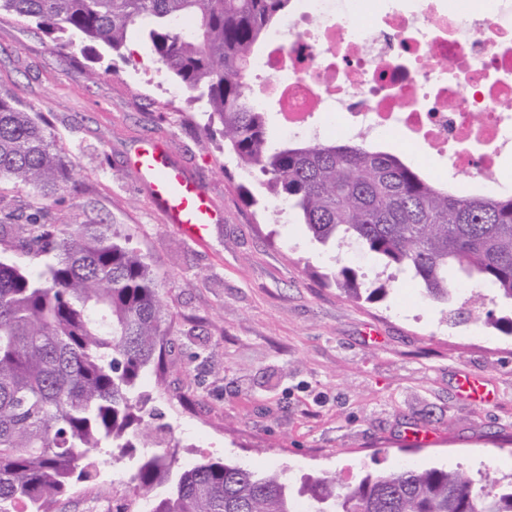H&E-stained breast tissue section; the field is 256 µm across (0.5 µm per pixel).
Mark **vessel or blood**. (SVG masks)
Instances as JSON below:
<instances>
[{"label": "vessel or blood", "instance_id": "b4317fda", "mask_svg": "<svg viewBox=\"0 0 512 512\" xmlns=\"http://www.w3.org/2000/svg\"><path fill=\"white\" fill-rule=\"evenodd\" d=\"M135 166L167 223L198 241L203 240L209 225L222 223L221 214L211 206L207 188L172 165L162 148L138 154Z\"/></svg>", "mask_w": 512, "mask_h": 512}]
</instances>
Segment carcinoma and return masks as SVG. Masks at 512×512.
Wrapping results in <instances>:
<instances>
[{"label": "carcinoma", "instance_id": "carcinoma-1", "mask_svg": "<svg viewBox=\"0 0 512 512\" xmlns=\"http://www.w3.org/2000/svg\"><path fill=\"white\" fill-rule=\"evenodd\" d=\"M292 0H0L56 44L71 36L120 52L142 34L159 68L219 120L240 170L264 176L270 207L298 211L313 238L339 240L449 303L459 278L512 303V195L449 192L362 140L273 143L250 84V61ZM50 196L69 170L46 126L0 93V180ZM11 247L53 261L0 259V512H58L99 456L136 459L131 495L148 512H512V479L406 466L354 484L326 473L292 483L207 459L174 471L145 419L143 379L160 364L167 318L149 263L117 224H50L7 212ZM346 296L373 300L352 268L324 275Z\"/></svg>", "mask_w": 512, "mask_h": 512}]
</instances>
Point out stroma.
I'll list each match as a JSON object with an SVG mask.
<instances>
[{
  "label": "stroma",
  "mask_w": 512,
  "mask_h": 512,
  "mask_svg": "<svg viewBox=\"0 0 512 512\" xmlns=\"http://www.w3.org/2000/svg\"><path fill=\"white\" fill-rule=\"evenodd\" d=\"M83 47L79 38L58 46L26 19L0 14V92L37 113L74 164L60 198L1 181L0 210L122 225L158 272L171 324L163 369L143 392L153 424L178 442L177 467L210 458L284 467L292 478L327 471L352 481L404 466L512 476V335L484 325L487 313L512 306L466 281L456 301L471 316L450 319L417 281L315 241L295 210L246 206L238 186L260 198L259 180L241 173L148 43L133 34L121 53L97 47L93 80ZM151 144L223 213L204 241L166 223L143 185L133 159ZM388 150L433 183L470 193L469 180L424 144ZM339 262L365 283H385V296L356 302L324 285L319 273ZM465 372L480 376L488 400L460 389ZM417 429L428 433L420 446L409 441ZM133 469L131 459H108L59 512H122Z\"/></svg>",
  "instance_id": "35a3bbf8"
}]
</instances>
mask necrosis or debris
Masks as SVG:
<instances>
[{"label":"necrosis or debris","mask_w":512,"mask_h":512,"mask_svg":"<svg viewBox=\"0 0 512 512\" xmlns=\"http://www.w3.org/2000/svg\"><path fill=\"white\" fill-rule=\"evenodd\" d=\"M297 22L269 32L251 61L282 126L384 143L420 141L482 187L512 191V0H301Z\"/></svg>","instance_id":"1"}]
</instances>
